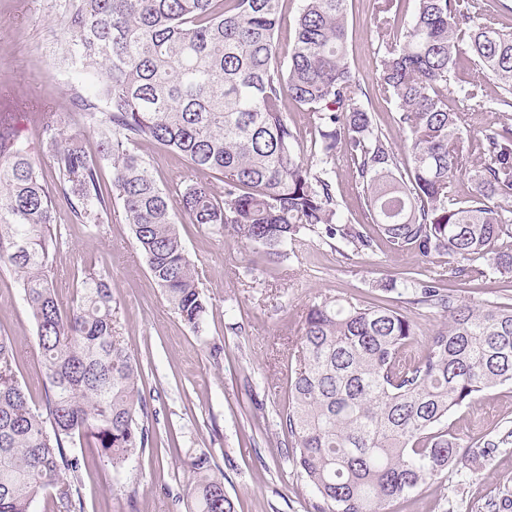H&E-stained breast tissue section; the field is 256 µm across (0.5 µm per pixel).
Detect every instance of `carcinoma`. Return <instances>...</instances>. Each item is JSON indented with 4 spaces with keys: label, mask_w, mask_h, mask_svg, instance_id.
Segmentation results:
<instances>
[{
    "label": "carcinoma",
    "mask_w": 512,
    "mask_h": 512,
    "mask_svg": "<svg viewBox=\"0 0 512 512\" xmlns=\"http://www.w3.org/2000/svg\"><path fill=\"white\" fill-rule=\"evenodd\" d=\"M348 0H303L288 58L280 56V0H68L66 55L89 93L75 108L100 114V160L90 158L55 112L50 134L57 195L49 194L29 144L0 130V262L14 268L36 326L45 402L17 379L13 340L0 335V512H31L51 495L58 512H83L78 479L94 448L116 474L154 444L144 424L143 373L118 329L112 285L81 281L64 314L49 275L57 199L75 221L99 224L113 202L139 244L168 304L193 331L207 311L174 206L268 255L288 256L305 230L357 252L374 239L342 222L333 164L343 150L364 204L396 251L448 257V281L512 279V125L500 120L463 135L448 96L479 98L476 80L455 81L467 56L496 81L489 104L512 111V31L474 11L471 0H412L403 42L386 49L378 94L395 105L405 157L361 98L346 63ZM312 112L313 151L281 111ZM106 111L99 112L100 105ZM157 143L191 169L223 177L224 192L196 180L161 188L132 146ZM112 168L102 187L100 161ZM467 175L466 196L455 198ZM441 280L407 276L411 304L448 314L417 357L416 325L405 314L360 301L308 306L297 337L281 426L301 478L320 497L317 512H389L469 455L450 416L479 394L512 386V304L459 302ZM477 454L501 441L485 436ZM186 512H237L224 473L201 452L190 459Z\"/></svg>",
    "instance_id": "1"
}]
</instances>
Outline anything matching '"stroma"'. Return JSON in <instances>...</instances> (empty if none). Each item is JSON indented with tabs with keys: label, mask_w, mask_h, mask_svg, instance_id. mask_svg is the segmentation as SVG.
Returning <instances> with one entry per match:
<instances>
[{
	"label": "stroma",
	"mask_w": 512,
	"mask_h": 512,
	"mask_svg": "<svg viewBox=\"0 0 512 512\" xmlns=\"http://www.w3.org/2000/svg\"><path fill=\"white\" fill-rule=\"evenodd\" d=\"M65 0H0V128L33 144L48 191L56 179L39 118L57 113L97 157L101 128L73 109L77 72L63 58ZM383 0H348V64L372 91V107L396 146L405 137L392 123L393 103L375 95L380 58L386 52L375 17ZM137 152L160 187L195 179L185 159L149 142ZM336 199L343 220L364 215L345 156L336 158ZM61 235L51 251V276L62 310H69L76 281L101 274L112 284L125 345L143 370L152 448L121 475L95 449H85L79 488L84 512H185L184 468L208 452L224 471V487L238 512H314L317 494L297 474L279 415L288 402L290 354L306 308L324 299L382 303L412 317L419 336L437 330L444 316L415 309L404 290L382 283L410 272L444 269L447 257L397 252L377 239L372 251L344 256L343 244L303 231L288 259H271L212 228L179 216L178 231L200 274L208 313L204 333L192 332L174 313L143 261L121 204L100 224L75 221L58 203ZM457 299L472 304L512 300V281H458ZM19 355L18 379L42 402V367L35 328L17 275L0 264V335ZM219 345V358L210 355ZM464 442L491 435L503 443L489 457H469L443 471L395 512H492L512 492V389L486 391L450 418Z\"/></svg>",
	"instance_id": "35a3bbf8"
}]
</instances>
